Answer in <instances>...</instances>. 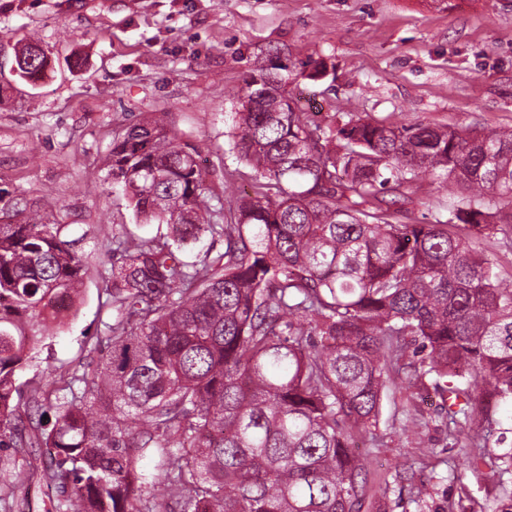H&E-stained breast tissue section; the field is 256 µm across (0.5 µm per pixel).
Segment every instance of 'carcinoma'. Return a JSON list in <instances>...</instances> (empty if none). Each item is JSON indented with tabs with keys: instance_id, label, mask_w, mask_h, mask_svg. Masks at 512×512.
Wrapping results in <instances>:
<instances>
[{
	"instance_id": "cac0c4a2",
	"label": "carcinoma",
	"mask_w": 512,
	"mask_h": 512,
	"mask_svg": "<svg viewBox=\"0 0 512 512\" xmlns=\"http://www.w3.org/2000/svg\"><path fill=\"white\" fill-rule=\"evenodd\" d=\"M47 67L41 52L19 77ZM267 76L251 69L231 134L265 183L226 224L197 148L163 120L112 143L107 175L167 234L112 237L98 359L25 390L35 326L61 322L86 269L54 209L0 187V448L51 456L41 471L0 456V503L38 474L53 512H361L350 441L376 426L399 361L439 394L455 443L493 435L512 400V283L471 240L512 237V129L319 122ZM427 178L455 189L448 214L402 222ZM460 451L512 512V450Z\"/></svg>"
}]
</instances>
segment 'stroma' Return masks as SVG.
I'll use <instances>...</instances> for the list:
<instances>
[{
	"instance_id": "stroma-1",
	"label": "stroma",
	"mask_w": 512,
	"mask_h": 512,
	"mask_svg": "<svg viewBox=\"0 0 512 512\" xmlns=\"http://www.w3.org/2000/svg\"><path fill=\"white\" fill-rule=\"evenodd\" d=\"M30 38L50 65L36 82L0 86V187L56 205L88 274L23 382L93 360L113 233L166 232L136 219L107 177L112 141L133 121L163 116L197 147L215 208L257 185L228 133L239 107L230 92L258 60L290 67L287 91L307 112L512 127V0H0V67ZM438 403L392 374L375 439L358 450L387 512H446L452 500L478 507L498 496L489 470L469 471L449 448ZM452 467L466 472L464 484L449 482ZM426 480L431 497L412 502L411 486Z\"/></svg>"
}]
</instances>
